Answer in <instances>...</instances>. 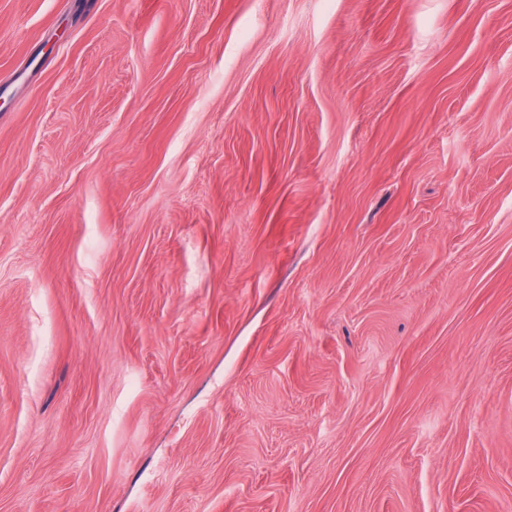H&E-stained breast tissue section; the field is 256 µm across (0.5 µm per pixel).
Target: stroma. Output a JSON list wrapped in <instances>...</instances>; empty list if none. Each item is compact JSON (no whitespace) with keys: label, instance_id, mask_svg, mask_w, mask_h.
<instances>
[{"label":"stroma","instance_id":"obj_1","mask_svg":"<svg viewBox=\"0 0 512 512\" xmlns=\"http://www.w3.org/2000/svg\"><path fill=\"white\" fill-rule=\"evenodd\" d=\"M0 512H512V0H0Z\"/></svg>","mask_w":512,"mask_h":512}]
</instances>
